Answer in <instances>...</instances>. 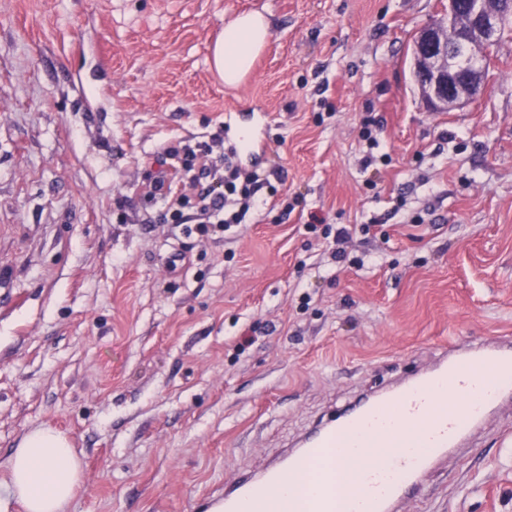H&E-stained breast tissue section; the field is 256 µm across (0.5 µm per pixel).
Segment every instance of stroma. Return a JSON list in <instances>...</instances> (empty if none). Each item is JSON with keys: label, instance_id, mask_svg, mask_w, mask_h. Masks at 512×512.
Returning a JSON list of instances; mask_svg holds the SVG:
<instances>
[{"label": "stroma", "instance_id": "35a3bbf8", "mask_svg": "<svg viewBox=\"0 0 512 512\" xmlns=\"http://www.w3.org/2000/svg\"><path fill=\"white\" fill-rule=\"evenodd\" d=\"M446 5L0 0V463L51 427L81 460L66 512H200L438 344L512 336V34L484 96L430 111L411 49ZM248 12L270 34L229 87L210 47ZM228 124L274 196L207 238L156 223L158 155ZM313 213L351 228L343 260ZM507 426L399 512H512Z\"/></svg>", "mask_w": 512, "mask_h": 512}]
</instances>
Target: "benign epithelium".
Instances as JSON below:
<instances>
[{
    "mask_svg": "<svg viewBox=\"0 0 512 512\" xmlns=\"http://www.w3.org/2000/svg\"><path fill=\"white\" fill-rule=\"evenodd\" d=\"M512 12V0H448L444 17L421 28L412 48L411 73L427 107L449 112L477 100L486 87L488 51L499 38V14ZM464 37L482 56V66L464 71L448 33Z\"/></svg>",
    "mask_w": 512,
    "mask_h": 512,
    "instance_id": "obj_1",
    "label": "benign epithelium"
}]
</instances>
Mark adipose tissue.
Here are the masks:
<instances>
[{"mask_svg": "<svg viewBox=\"0 0 512 512\" xmlns=\"http://www.w3.org/2000/svg\"><path fill=\"white\" fill-rule=\"evenodd\" d=\"M269 35L259 14L231 20L212 50V66L226 85L238 84L253 67ZM81 466L66 436L40 428L23 437L0 469V512L19 503L25 512H64L80 481Z\"/></svg>", "mask_w": 512, "mask_h": 512, "instance_id": "adipose-tissue-1", "label": "adipose tissue"}]
</instances>
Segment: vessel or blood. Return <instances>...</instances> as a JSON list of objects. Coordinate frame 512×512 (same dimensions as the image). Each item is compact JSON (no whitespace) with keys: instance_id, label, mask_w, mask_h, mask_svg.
<instances>
[{"instance_id":"vessel-or-blood-1","label":"vessel or blood","mask_w":512,"mask_h":512,"mask_svg":"<svg viewBox=\"0 0 512 512\" xmlns=\"http://www.w3.org/2000/svg\"><path fill=\"white\" fill-rule=\"evenodd\" d=\"M511 397V336L491 345L442 346L431 369L321 423L256 479L229 485L219 507L221 512H246L250 501L283 493L315 452H330L334 459L341 438L357 435L361 441L354 457L361 484L341 490L332 460L310 490L308 512H336V498L342 493L349 497L352 512H397L410 494L422 491L435 463L462 447Z\"/></svg>"}]
</instances>
